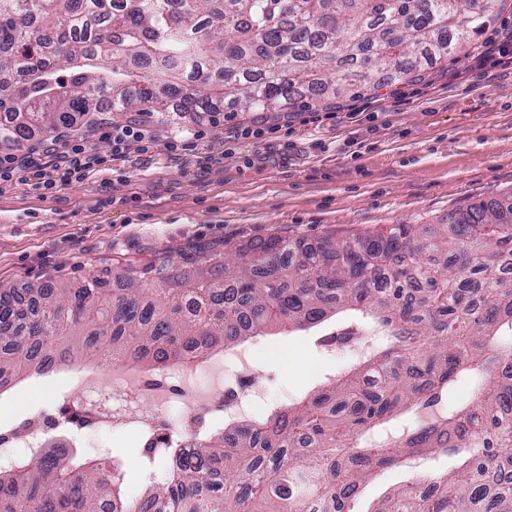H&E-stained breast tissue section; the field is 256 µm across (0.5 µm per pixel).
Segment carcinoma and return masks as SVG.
<instances>
[{"instance_id": "1", "label": "carcinoma", "mask_w": 512, "mask_h": 512, "mask_svg": "<svg viewBox=\"0 0 512 512\" xmlns=\"http://www.w3.org/2000/svg\"><path fill=\"white\" fill-rule=\"evenodd\" d=\"M499 0H0V147L50 139L77 114L264 112L358 94L380 73L411 76L478 39ZM435 224L306 245L273 237L208 250L199 268L124 269L75 287L55 276L27 298L0 284V390L111 345L152 368L237 346L272 325L313 328L356 311L360 359L295 407L196 435L183 454L145 438L164 478L134 502L119 456L59 447L0 470V512H352L377 468L430 453L460 465L401 488L372 512H512V195ZM472 386L467 396L458 387Z\"/></svg>"}]
</instances>
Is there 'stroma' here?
Listing matches in <instances>:
<instances>
[{
  "label": "stroma",
  "instance_id": "obj_1",
  "mask_svg": "<svg viewBox=\"0 0 512 512\" xmlns=\"http://www.w3.org/2000/svg\"><path fill=\"white\" fill-rule=\"evenodd\" d=\"M473 48L433 62L410 81L377 78L358 98L312 100L306 108L236 112L212 123L138 119L148 151L113 154L100 127L78 134L111 167L45 193L24 175L0 192V283L21 290L51 275L80 283L100 271L119 282L123 261H166L193 271L200 252L247 246L272 236L310 243L332 235L374 234L390 224H438L467 204L512 194V65L478 73ZM182 135L177 150L168 143ZM343 313L321 327L275 331L255 349L230 350L199 381L202 392L250 376L264 402L293 403L326 375L356 359L319 338L352 321ZM109 372L71 377L30 373L0 393V430L21 411L53 414V391L105 388ZM83 453L116 454L129 492L142 496L143 442L105 426L78 435ZM455 458L407 460L364 483L356 512H374L395 489L456 468Z\"/></svg>",
  "mask_w": 512,
  "mask_h": 512
}]
</instances>
